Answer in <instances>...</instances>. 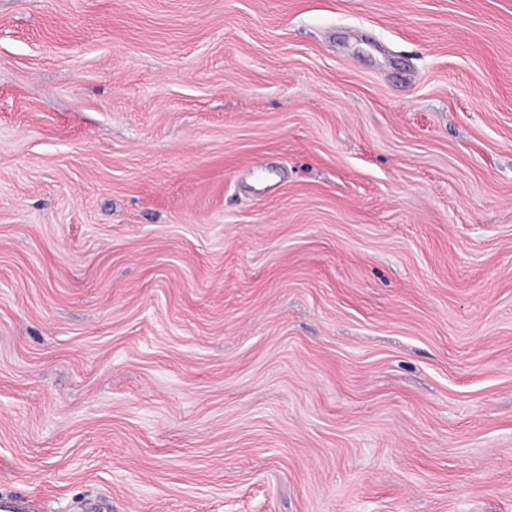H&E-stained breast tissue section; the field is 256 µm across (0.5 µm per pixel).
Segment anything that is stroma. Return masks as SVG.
Listing matches in <instances>:
<instances>
[{"label":"stroma","instance_id":"1","mask_svg":"<svg viewBox=\"0 0 512 512\" xmlns=\"http://www.w3.org/2000/svg\"><path fill=\"white\" fill-rule=\"evenodd\" d=\"M0 491L512 512V0H0Z\"/></svg>","mask_w":512,"mask_h":512}]
</instances>
